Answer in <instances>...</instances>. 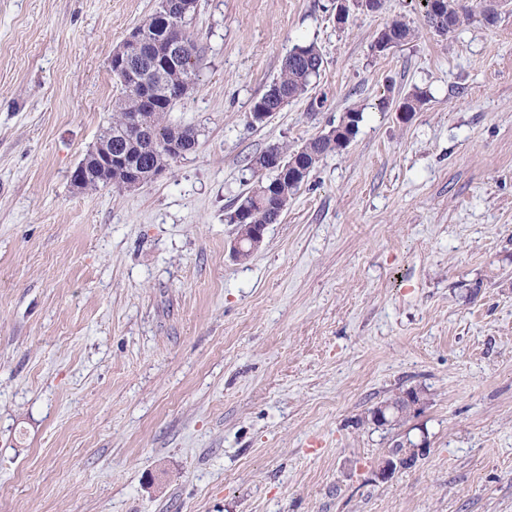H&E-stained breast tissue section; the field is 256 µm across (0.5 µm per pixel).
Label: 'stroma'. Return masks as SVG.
I'll list each match as a JSON object with an SVG mask.
<instances>
[{"instance_id": "1", "label": "stroma", "mask_w": 512, "mask_h": 512, "mask_svg": "<svg viewBox=\"0 0 512 512\" xmlns=\"http://www.w3.org/2000/svg\"><path fill=\"white\" fill-rule=\"evenodd\" d=\"M157 3L0 0V512H512V4L442 37L420 0L342 26L331 0H199L167 116L196 151L76 192L112 51ZM396 14L419 36L377 52ZM310 42V96L250 125ZM352 109L237 260L250 157ZM409 389L422 409L374 426Z\"/></svg>"}]
</instances>
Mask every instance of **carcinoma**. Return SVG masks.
Segmentation results:
<instances>
[{
	"label": "carcinoma",
	"instance_id": "obj_1",
	"mask_svg": "<svg viewBox=\"0 0 512 512\" xmlns=\"http://www.w3.org/2000/svg\"><path fill=\"white\" fill-rule=\"evenodd\" d=\"M438 10L445 23H438L429 8L425 10V22L438 35L445 36L471 16L473 6L467 4V0H440ZM184 23V19L177 21L156 12L142 24L146 31L142 55L129 65V70L139 81L150 86L153 93L149 101L143 102L125 86L123 96L113 108L112 125L109 127L112 131V152L126 155L128 162L145 179L160 169L170 167L175 158L162 150L151 149L146 138L134 140L125 137L123 126L129 115L135 112L147 114L151 118V127L163 137L176 138L187 146L195 141L192 127L165 123L167 112L179 101L184 86L197 77L199 49ZM380 34L398 47L412 40L415 30L396 17L386 22ZM178 41L182 43L181 55L172 58L169 48ZM323 64L321 50L314 43L295 46L283 61L279 78L255 102L252 111L279 112L285 104L305 96ZM362 120V112L350 110L323 138L315 136L295 149L272 145L254 156L250 160V168L257 176V182L239 203L247 211V223H278L289 200L297 194L319 162L330 153L346 149ZM274 150L288 161V173L285 175L269 168L268 156Z\"/></svg>",
	"mask_w": 512,
	"mask_h": 512
}]
</instances>
